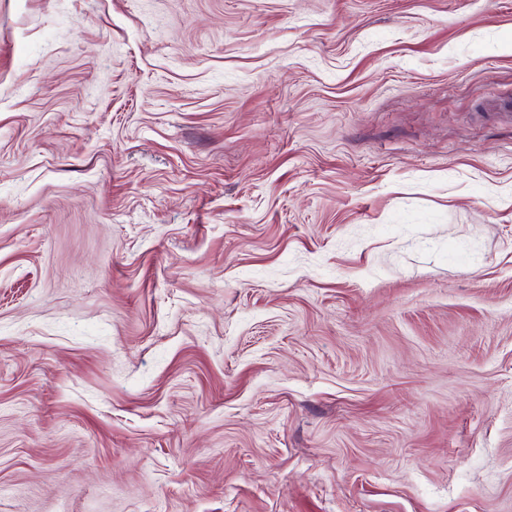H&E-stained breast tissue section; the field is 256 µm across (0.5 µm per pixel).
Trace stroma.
I'll return each instance as SVG.
<instances>
[{"instance_id": "35a3bbf8", "label": "stroma", "mask_w": 512, "mask_h": 512, "mask_svg": "<svg viewBox=\"0 0 512 512\" xmlns=\"http://www.w3.org/2000/svg\"><path fill=\"white\" fill-rule=\"evenodd\" d=\"M512 0H0V512H512Z\"/></svg>"}]
</instances>
